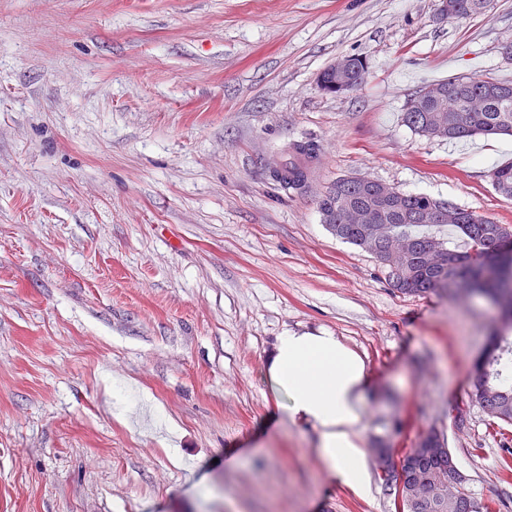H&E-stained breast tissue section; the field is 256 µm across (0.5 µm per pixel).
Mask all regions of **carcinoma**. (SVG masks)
<instances>
[{"instance_id": "cac0c4a2", "label": "carcinoma", "mask_w": 512, "mask_h": 512, "mask_svg": "<svg viewBox=\"0 0 512 512\" xmlns=\"http://www.w3.org/2000/svg\"><path fill=\"white\" fill-rule=\"evenodd\" d=\"M488 2L442 0V14L468 18L485 12ZM504 85L512 88L511 81L450 76L431 84L442 95L411 98L414 108L404 113V123L425 137L441 129L442 138L448 140L512 136V91L500 93ZM473 96L482 98L483 105L468 107ZM317 156L314 144L296 142L273 177L286 188L300 189ZM490 178L498 193L512 198V161L494 167ZM376 191L370 183L336 179L318 200L323 223L336 238L373 254L391 288L401 294H475L495 304L502 327L475 366L471 396L493 423L512 425V253L501 251L503 241H512V228L450 201L397 188L380 220L371 225L346 223V209L375 204ZM439 206L451 216L440 223L428 220ZM448 225L464 240V251L449 249L447 240L431 232ZM414 447L420 452L403 466V484L380 478L384 493L393 498L398 512H488L489 506L468 490L443 434L434 429L424 432Z\"/></svg>"}]
</instances>
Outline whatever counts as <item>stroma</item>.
I'll use <instances>...</instances> for the list:
<instances>
[{
	"instance_id": "obj_1",
	"label": "stroma",
	"mask_w": 512,
	"mask_h": 512,
	"mask_svg": "<svg viewBox=\"0 0 512 512\" xmlns=\"http://www.w3.org/2000/svg\"><path fill=\"white\" fill-rule=\"evenodd\" d=\"M0 0V512H394L372 460L441 431L512 512V426L469 397L499 326L480 299L397 293L322 224L364 175L512 226V137L429 139L409 99L512 79V0ZM365 59L363 84L321 70ZM317 145L302 189L271 174ZM366 362L365 491L332 479L263 362L283 331ZM490 0H442V14L448 18L464 19L483 13ZM349 58V74L348 79L352 80L353 88L350 91L356 90L361 82L357 83L355 80L357 79L359 73L366 72L367 64L360 57L347 56ZM348 66V61L346 59H337L332 63V67L335 69L336 74L339 77V80L336 82V74L335 71L326 67L318 76V83L322 90L328 93L341 94L345 92H340L333 88V84L336 83V87H340L341 89H350V84H348V79L346 78V71ZM364 73L362 75L364 76ZM347 91V92H350ZM494 189L501 195L512 198V161L501 163L490 172Z\"/></svg>"
}]
</instances>
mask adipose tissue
<instances>
[{"label":"adipose tissue","mask_w":512,"mask_h":512,"mask_svg":"<svg viewBox=\"0 0 512 512\" xmlns=\"http://www.w3.org/2000/svg\"><path fill=\"white\" fill-rule=\"evenodd\" d=\"M265 376L273 394L286 398L291 418L314 426L332 478L362 488L359 435L370 382L364 360L329 334L287 330L266 360Z\"/></svg>","instance_id":"adipose-tissue-1"}]
</instances>
